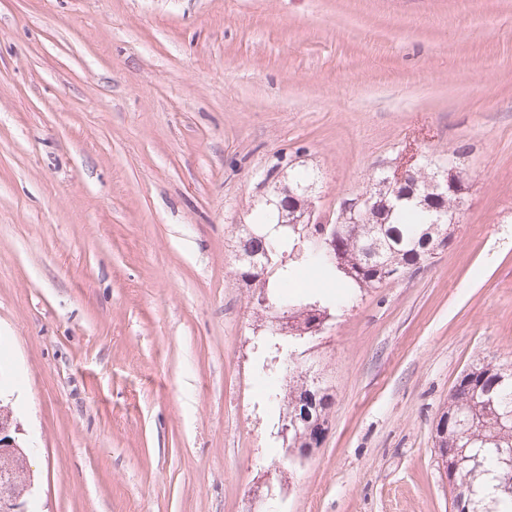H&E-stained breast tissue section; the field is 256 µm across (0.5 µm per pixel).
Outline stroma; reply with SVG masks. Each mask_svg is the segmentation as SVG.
<instances>
[{"instance_id":"35a3bbf8","label":"stroma","mask_w":512,"mask_h":512,"mask_svg":"<svg viewBox=\"0 0 512 512\" xmlns=\"http://www.w3.org/2000/svg\"><path fill=\"white\" fill-rule=\"evenodd\" d=\"M459 153L448 246L273 336L236 232L278 157L326 215ZM512 361V0H0V399L36 512H455L435 427ZM331 425L285 459L289 370ZM273 494L255 499L257 487Z\"/></svg>"}]
</instances>
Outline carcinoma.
Masks as SVG:
<instances>
[{
  "label": "carcinoma",
  "mask_w": 512,
  "mask_h": 512,
  "mask_svg": "<svg viewBox=\"0 0 512 512\" xmlns=\"http://www.w3.org/2000/svg\"><path fill=\"white\" fill-rule=\"evenodd\" d=\"M434 171L430 162L414 166L404 182L395 184L398 194L414 196L398 208L392 210L381 201L364 215H347L336 225V247L329 253L313 240L301 241L303 226L281 223L277 208L265 215L266 222L280 229L277 237L267 236L255 224L241 225L237 238L246 240L249 247H241L240 275L249 274L252 264H262L268 257L274 266L262 285L268 304L260 310L288 309L294 329L289 337L300 338L316 315L328 316L331 308L340 307V303L330 299L305 304L289 299L276 302L271 299L270 286V279L276 274L290 278L305 267L319 278L341 280L346 288H379L395 280V272L418 269L424 257L447 247L450 237L440 238L429 232V221L437 217V209L455 208L465 187L461 181L446 196H440L433 188ZM485 392L494 398L495 408L484 407L481 395ZM310 397L320 406V417L312 421L309 429L289 435L290 448L319 446L331 399L328 388H316L300 374L292 377L288 394L284 395L288 412ZM462 414L478 417L479 427L471 432L463 430L457 424ZM506 414L512 415V363L504 366L483 357L476 359L451 390L439 418L441 440L446 447L466 449L464 460L449 483L457 485L469 497V512H512V494L496 487L488 492L475 483L479 475L498 467L499 450L512 448V425L506 428L500 421ZM6 481L9 495L28 496L29 473L10 469Z\"/></svg>",
  "instance_id": "1"
}]
</instances>
